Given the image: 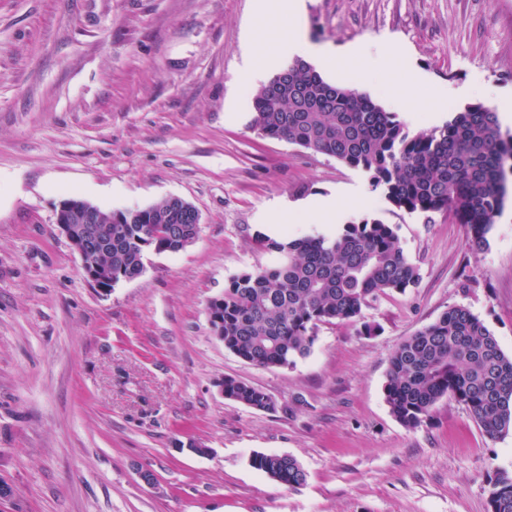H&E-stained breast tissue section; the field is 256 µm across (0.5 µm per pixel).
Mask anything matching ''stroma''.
<instances>
[{
	"instance_id": "obj_1",
	"label": "stroma",
	"mask_w": 512,
	"mask_h": 512,
	"mask_svg": "<svg viewBox=\"0 0 512 512\" xmlns=\"http://www.w3.org/2000/svg\"><path fill=\"white\" fill-rule=\"evenodd\" d=\"M300 22L317 48L397 47L407 66L365 91L383 105L387 87L407 88L410 132L477 89L512 93V0H304ZM289 25L260 21L255 0H0V480L13 489L0 512H488L491 480L512 472V432L489 438L449 396L411 429L384 393L397 345L457 305L512 355V174L473 247L447 213L402 211L360 170L258 136L237 74ZM411 68L423 85L408 87ZM434 87L458 94L437 103ZM72 195L112 211L177 196L200 232L103 293L54 222ZM317 197L339 202L335 223L276 210ZM364 219L390 225L416 287L370 300L360 322L318 325L288 367L225 349L209 301L282 260L258 236ZM229 376L273 410L226 399ZM257 452L294 457L305 483L256 470Z\"/></svg>"
}]
</instances>
